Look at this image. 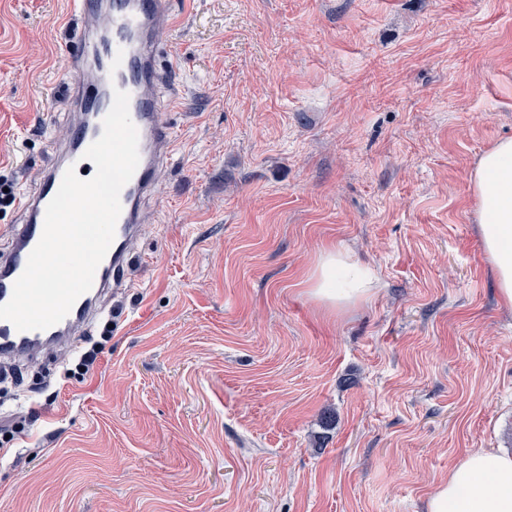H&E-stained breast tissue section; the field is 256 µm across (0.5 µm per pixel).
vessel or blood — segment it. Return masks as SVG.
<instances>
[{"label": "vessel or blood", "instance_id": "obj_1", "mask_svg": "<svg viewBox=\"0 0 512 512\" xmlns=\"http://www.w3.org/2000/svg\"><path fill=\"white\" fill-rule=\"evenodd\" d=\"M70 14L80 22L70 63L74 80L69 89L71 123L65 138L55 142L36 187L15 199L21 221L12 244L0 254V304L10 300L13 285L39 242L45 210L68 168L94 172L84 153L103 130L115 90L129 95V113L139 133L140 161L120 193L121 213L115 236L96 269L92 287L57 324L44 330L20 331L0 320V355H36L49 340L74 344L101 314L108 292L128 287L130 266L141 226L142 204L156 191L161 171L174 155L173 128L164 118L163 91L172 90L171 73L160 64L163 33L175 25L174 0H71Z\"/></svg>", "mask_w": 512, "mask_h": 512}]
</instances>
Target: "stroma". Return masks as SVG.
<instances>
[{"instance_id": "1", "label": "stroma", "mask_w": 512, "mask_h": 512, "mask_svg": "<svg viewBox=\"0 0 512 512\" xmlns=\"http://www.w3.org/2000/svg\"><path fill=\"white\" fill-rule=\"evenodd\" d=\"M172 165L95 370L6 383L0 512H426L512 454V308L471 174L512 138V0H176ZM69 0H0V179L69 123ZM370 266L327 314L323 249Z\"/></svg>"}]
</instances>
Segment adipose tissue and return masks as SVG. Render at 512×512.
<instances>
[{
  "label": "adipose tissue",
  "mask_w": 512,
  "mask_h": 512,
  "mask_svg": "<svg viewBox=\"0 0 512 512\" xmlns=\"http://www.w3.org/2000/svg\"><path fill=\"white\" fill-rule=\"evenodd\" d=\"M479 202L478 230L496 278L500 301L512 307V140L479 158L471 178ZM375 284L371 267L333 247L324 250L310 296L327 309L365 300ZM427 512H512V456L478 449L466 455L426 502Z\"/></svg>",
  "instance_id": "obj_1"
}]
</instances>
